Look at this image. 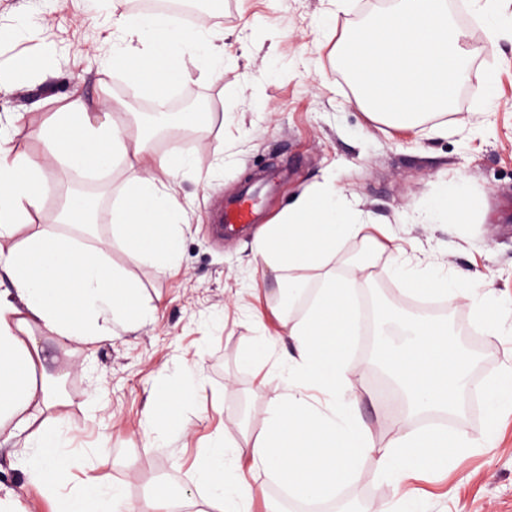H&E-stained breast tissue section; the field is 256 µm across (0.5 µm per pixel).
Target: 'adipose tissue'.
<instances>
[{
    "label": "adipose tissue",
    "mask_w": 512,
    "mask_h": 512,
    "mask_svg": "<svg viewBox=\"0 0 512 512\" xmlns=\"http://www.w3.org/2000/svg\"><path fill=\"white\" fill-rule=\"evenodd\" d=\"M114 27L120 43L112 48V62L138 88L159 97L171 94L186 52L196 53L212 78L223 76L224 35L205 22L172 27L145 16L117 19ZM33 135L49 147V155L16 151L11 135L0 131V272L9 281L0 287V445L23 437L27 483L51 503V512H128L116 488L93 481L70 486L73 439L52 414L57 402L46 385L37 334H54L62 348L109 342L114 320L141 316L136 290L124 283L104 247L88 250L73 239L32 230L31 224L44 207L52 163L81 175L107 173L116 161L133 158L143 175L108 212L112 240L131 261L151 252L160 267H167L178 257L184 206L163 178L191 168L192 161L154 153L139 124L119 128L93 122L85 100L75 93ZM370 229L352 220L334 183L325 182L297 196L256 234L254 256L268 267H308L323 276L306 314L288 327L292 381L270 405L250 453L220 435L200 451L199 474L210 490L206 512H251L254 491L240 480L247 458L267 467L289 491L332 499L355 482L357 463L370 462L399 490L413 475L447 468L450 457L469 447L459 430L435 431L411 422L413 415L453 406L466 370L467 360L444 322L380 317L378 356L410 415L382 443L353 410V299L363 282L339 277L327 265L344 241L369 239ZM460 279L457 273L410 268L402 273L406 291L426 298L456 296ZM307 386L332 399L329 412H308Z\"/></svg>",
    "instance_id": "1"
}]
</instances>
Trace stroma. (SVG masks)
I'll list each match as a JSON object with an SVG mask.
<instances>
[{
	"instance_id": "35a3bbf8",
	"label": "stroma",
	"mask_w": 512,
	"mask_h": 512,
	"mask_svg": "<svg viewBox=\"0 0 512 512\" xmlns=\"http://www.w3.org/2000/svg\"><path fill=\"white\" fill-rule=\"evenodd\" d=\"M203 15L223 31L228 54L224 75L213 82L201 64L186 58V78L175 97L195 94L214 100L223 122L206 134L174 131L153 138L157 153L193 160L192 171L166 177L183 202L178 266L158 272L151 258L129 262L122 247L110 248L149 309L145 323L115 327L106 344L74 343L60 349L42 338L46 366L60 383L61 412L73 436L72 480L94 478L122 490L141 512L146 500L169 496L182 512H198L207 490L199 479V450L213 433L250 450L262 433L270 402L287 390L286 355L292 342L285 320H298L302 307L281 303L289 282L317 289L321 273L312 269L271 270L254 261L251 250L260 225L270 223L305 187L331 176L363 220L382 225L373 244L346 240L329 267L350 277L366 273L360 296L374 310L420 316L417 298L405 293L399 275L411 261L436 270L463 269L481 275L486 298L481 312L467 299L445 300L436 316L448 320L468 346H479L473 371L483 379L512 364V38L487 47L486 29L470 0H461L462 30L476 52L470 58L476 82L466 101L410 127L375 120L336 64L351 29L372 12L371 0H208ZM97 14L90 24L89 14ZM137 18L133 0H0V69L11 70L22 56H44L47 71L21 76L0 94V123L33 101L15 135L25 152L45 153L31 132L59 110L79 88L99 120L123 123V113L102 109L103 101L124 98L134 106L157 104L137 92L129 77L114 69L107 29L119 17ZM447 126L444 134L436 126ZM141 168L116 163L104 178L73 179L56 168L39 228L69 236L91 248L111 240L112 227L83 231L56 221V207L69 190L98 208L126 194ZM469 182L471 210L464 223H427L433 200L450 197L458 176ZM257 203L256 223L220 237L213 226L219 208L243 188ZM277 336L273 354L248 361L260 335ZM376 340L354 352L350 380L357 412L379 440L397 426L377 392ZM200 367V391L183 401L177 430L158 447L144 445L150 397L178 391L184 366ZM458 427L470 448L454 455L448 468L405 487L409 497L426 499L431 512H512V401L502 400L494 420L478 407ZM393 486L374 468L359 467L356 483L342 490L337 505L380 512Z\"/></svg>"
}]
</instances>
